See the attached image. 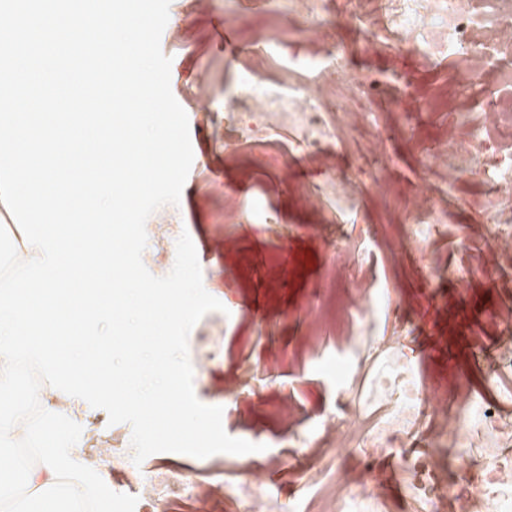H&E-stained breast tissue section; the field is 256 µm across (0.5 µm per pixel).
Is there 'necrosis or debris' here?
Returning a JSON list of instances; mask_svg holds the SVG:
<instances>
[{
	"mask_svg": "<svg viewBox=\"0 0 512 512\" xmlns=\"http://www.w3.org/2000/svg\"><path fill=\"white\" fill-rule=\"evenodd\" d=\"M288 11L310 25L356 28L370 53L385 51L400 58L421 51L435 59L452 57L491 66L496 74L492 83L478 88L461 83L450 95L440 86L423 106L440 109L453 123L462 122V112L479 108L482 121L462 122L461 146L480 164L455 167L451 178H477L491 196H512V0H350L340 14L331 10L329 0H288ZM325 53L327 62L310 58L303 63L304 72L322 76L312 84L286 85L255 69L246 70L237 94L224 100L232 113L224 127V147L230 152L245 143L266 148L272 132L287 130L300 154L328 158L347 151L360 134L370 162L368 176L374 185H382L387 161L380 155L384 138L377 114H335L325 111L323 101L328 90L348 103L371 101L380 84L342 48L333 45ZM399 210L396 244L423 243L439 234L445 211L432 198L409 190ZM384 301L380 293L357 305L358 329L348 337L347 348L320 362L340 390L366 384L363 399L355 406L340 404L314 434L301 439V446L318 443L324 452L339 455L353 448L374 453L401 448L412 496L423 512H438L456 483L477 487L481 502L495 512H512V351L491 354L474 346V358L489 364L496 378L487 395L472 390L464 370L456 372L452 388L427 389L410 359L398 350L391 351L383 369L364 378L360 352ZM376 405L385 407L383 418L367 431L356 432L359 413ZM421 438L427 439V449L413 453V443ZM453 454L468 458L469 465L449 480L443 471ZM322 488L321 497L300 499L298 512H380L377 486L354 485L344 470L329 474ZM221 491L237 500L242 512H281L279 495L261 474L224 482ZM132 493L145 512H164L169 503L199 499L205 491L189 474L176 471L135 474Z\"/></svg>",
	"mask_w": 512,
	"mask_h": 512,
	"instance_id": "4bbe7bcc",
	"label": "necrosis or debris"
}]
</instances>
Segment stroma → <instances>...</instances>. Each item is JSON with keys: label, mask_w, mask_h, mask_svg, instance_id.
<instances>
[{"label": "stroma", "mask_w": 512, "mask_h": 512, "mask_svg": "<svg viewBox=\"0 0 512 512\" xmlns=\"http://www.w3.org/2000/svg\"><path fill=\"white\" fill-rule=\"evenodd\" d=\"M274 7L273 0H236L229 12L224 0H171L161 49L172 59L171 90L187 113L194 159L179 204L162 206L149 218L150 223H170L189 234L204 287L224 306L223 311L207 313L190 333L195 393L204 404L222 406L223 426L230 436L259 444L261 450L204 459L161 452L139 465L127 455L116 463L104 462L97 472L109 488L125 493L138 468L180 470L209 482L260 470L269 485L280 490L282 512H291L305 474L323 477L333 464L351 477L379 483L382 512H421L408 493L409 478L398 452L368 462L358 454L335 458L294 445L297 434L318 426L338 399L317 360L340 352L355 329L345 319L335 330L313 337L303 313L330 268L336 271L342 300L359 304L377 290H392V303L384 306L364 343V374L380 368L384 342L396 336L425 378L447 381L454 367L470 371L473 387L486 389V371L473 367L471 349L495 335L494 314L505 292L492 279L476 278L463 297L452 282L429 287L425 277L437 263L468 265L471 249L484 244L474 229L487 222L489 196L477 181L452 183L442 169L421 170L413 144L400 139L384 145L392 178L385 195L373 189L367 177L357 175L364 163L359 151L335 156L341 175L336 192L357 201L351 211L338 210L329 197L313 207L306 204L305 188L323 179L324 168L295 153L289 133L277 135L281 148L291 154L292 173L286 180L274 165L256 162L248 146L225 152L224 99L235 92L246 66L263 58L260 44L243 22ZM284 26L298 54L314 56L337 42L355 61L365 62L382 88L372 107L390 125L398 120L389 109L391 103L415 109L417 96L427 95L440 74H447L453 84L465 73L456 60H431L418 53L398 62L388 55L363 58L362 37L351 28L304 31L292 18ZM397 65L407 71L416 97H407L404 86L392 81ZM421 180L431 195L442 199L448 214L440 234L423 244L400 247L373 236L372 227L399 223L403 194ZM228 216L237 223L235 236L224 245L214 244L215 232ZM363 259L370 263L371 276L356 289L354 270ZM232 373L247 378L248 390L225 394L224 377ZM293 397L300 401L294 418L275 413V406Z\"/></svg>", "instance_id": "1"}]
</instances>
